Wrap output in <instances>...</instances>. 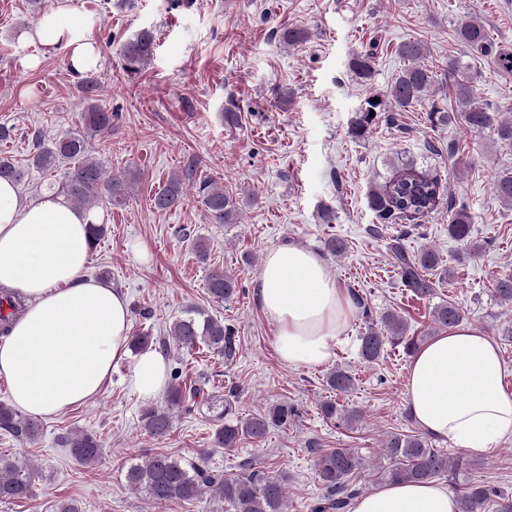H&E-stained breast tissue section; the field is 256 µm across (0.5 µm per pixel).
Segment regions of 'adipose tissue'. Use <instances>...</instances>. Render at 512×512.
<instances>
[{
    "mask_svg": "<svg viewBox=\"0 0 512 512\" xmlns=\"http://www.w3.org/2000/svg\"><path fill=\"white\" fill-rule=\"evenodd\" d=\"M29 38L62 47L75 70L98 62L81 22L63 12L44 15ZM100 220L60 195L20 200L16 185L0 180V291L25 299L24 311L0 337V377L14 405L29 414L56 416L97 397L117 362L129 357L127 299L83 274L87 226ZM253 300L273 321L277 356L289 367L328 362L356 311L328 264L292 242L268 250ZM132 360L130 385L138 397L163 395L164 356L146 350ZM503 373L494 339L455 325L412 356L406 408L426 434L464 454L488 455L512 436V395L503 389ZM351 512H458V500L436 480L388 483L355 499Z\"/></svg>",
    "mask_w": 512,
    "mask_h": 512,
    "instance_id": "ef3b65f1",
    "label": "adipose tissue"
}]
</instances>
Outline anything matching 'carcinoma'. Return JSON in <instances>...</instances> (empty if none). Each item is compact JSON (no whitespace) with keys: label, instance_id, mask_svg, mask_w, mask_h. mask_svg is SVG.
<instances>
[{"label":"carcinoma","instance_id":"1","mask_svg":"<svg viewBox=\"0 0 512 512\" xmlns=\"http://www.w3.org/2000/svg\"><path fill=\"white\" fill-rule=\"evenodd\" d=\"M456 35L469 51L495 52L498 69L512 74V46L493 47L488 41L484 26L475 18L462 22ZM155 36L150 30H141L127 38L119 49L123 69L136 74L152 57ZM398 54L411 62L391 85L386 99L367 101V106L356 114L348 134L363 137L385 110L401 111L435 93L438 75L419 64L424 48L418 42H403ZM374 53L367 50L351 60L352 70L360 78L369 80L374 74ZM443 78L452 87L461 110L457 113L433 102L428 119L435 127L447 126L460 119L473 131L492 129L500 140L512 143V118L501 119L500 113L480 103L475 98L473 78L468 65L459 59L448 61ZM84 107L81 128L68 131L50 140L37 139L29 165L39 170H49L62 161L71 162L58 190L67 195L84 211H91L100 203L123 202L138 181L134 171L123 176L114 175L90 154V141L105 139L112 134V124L118 113L108 111L96 103L97 83L87 79L82 83ZM25 169L7 157H0V178L20 182ZM496 196L505 204H512V175L505 174L495 182ZM199 194L209 220L213 224H235L239 217L237 198L224 188V182L213 177L200 182ZM441 200L439 180L412 169L376 186L370 193L369 205L379 224L372 233L379 237L389 224L399 220L426 217L434 212ZM183 202V184L173 177L168 185L153 197L154 207L171 210ZM471 215L462 204L450 211L448 234L458 241H467L470 234ZM404 234L391 240L394 267L402 285L416 296L433 293L434 283L426 271L438 265V258L431 250L412 255L400 243ZM209 296L217 303L232 299L238 290L234 275L220 269L210 271L207 280ZM493 292L501 301L512 303V276H505L493 283ZM24 308V299L8 294L0 295V335L7 333L9 325ZM462 310L453 302L435 306L433 321L448 328L459 323ZM406 325L395 313H386L380 325L371 326L361 336V354L367 361L378 359L386 344H402L411 354L418 346L415 337L406 335ZM161 345L166 351L192 353L199 349L213 353L226 361L237 351L235 331L230 326L197 307L187 308L169 327L168 337L148 333L131 336L130 347L134 352ZM326 383L335 392L344 393L353 386L352 375L341 368L328 373ZM205 398V390L194 381L187 380L183 368L169 366V384L161 406L151 405L141 414L145 431L157 438H164L172 430L175 414H190ZM296 415L294 405L283 401L271 405L266 411L243 417L237 411V396L230 390L224 396L221 408L215 415L217 422L212 435L214 448H236L245 440L261 443L274 427H286ZM21 441L33 442L40 435L37 418L19 412L14 406L0 402V435ZM59 445L68 449L78 463L92 467L102 457L103 445L99 438L87 433L58 438ZM385 452L392 465L381 473V478L392 482H418L429 480L448 472V455L431 447L420 435H393L386 441ZM314 468L324 494L314 512H346L358 490L349 483V477L362 469L363 458L351 448H315ZM206 454L194 462H185L165 453L143 455L129 460L126 470L127 483L136 491L145 493L157 503L192 504L204 497L231 505L234 512H283L285 490L283 479L249 469L233 476H224L205 464ZM33 469L25 462L0 453V501L11 502L27 499L33 493ZM459 512H486L488 505L495 512H512V495L494 487L469 484L461 491Z\"/></svg>","mask_w":512,"mask_h":512}]
</instances>
